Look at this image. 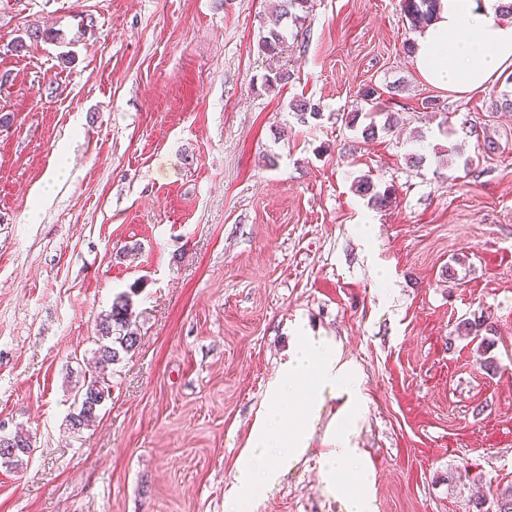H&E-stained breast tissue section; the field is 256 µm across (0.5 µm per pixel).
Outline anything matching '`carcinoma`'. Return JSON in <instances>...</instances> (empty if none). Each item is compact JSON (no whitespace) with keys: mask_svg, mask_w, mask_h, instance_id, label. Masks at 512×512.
<instances>
[{"mask_svg":"<svg viewBox=\"0 0 512 512\" xmlns=\"http://www.w3.org/2000/svg\"><path fill=\"white\" fill-rule=\"evenodd\" d=\"M310 0H278L276 16L290 18L296 22L301 19L300 13L309 9ZM404 11L413 27H421L431 22L440 6V0H403ZM286 35L274 22L265 35L258 41V51L266 56L274 57L284 51ZM298 112L300 121L305 123L307 118L317 119L322 116L320 107L304 100L292 104ZM356 191L369 197V202L375 207H385L392 202V192L386 188L378 191L374 183L367 177H361L357 182ZM130 294H119L112 302L110 311L101 315L97 324L98 347L93 352L96 371L91 373L89 380L77 392V412L71 414L72 428L80 430L94 421L98 416L100 406L106 397L110 396V384L105 377L109 365L120 358V353H129L138 343L136 333L129 330ZM32 452L30 438L22 433L0 434V465L16 468L22 464V457Z\"/></svg>","mask_w":512,"mask_h":512,"instance_id":"1","label":"carcinoma"}]
</instances>
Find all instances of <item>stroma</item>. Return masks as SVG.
I'll return each mask as SVG.
<instances>
[{
  "label": "stroma",
  "instance_id": "obj_1",
  "mask_svg": "<svg viewBox=\"0 0 512 512\" xmlns=\"http://www.w3.org/2000/svg\"><path fill=\"white\" fill-rule=\"evenodd\" d=\"M274 3L0 0V430L33 445L0 465V512H226L298 319L362 368L376 512H475L512 486V81L425 82L402 0H312L271 59ZM271 68L289 79L268 91ZM367 87L362 123L393 121L368 140L345 120ZM126 291L138 344L73 430ZM248 512H339L317 451ZM374 187V183L369 177L364 176L358 180L356 191L363 193L364 196H369V202L375 207H386L392 202L393 193L389 187H386L383 192L377 191Z\"/></svg>",
  "mask_w": 512,
  "mask_h": 512
}]
</instances>
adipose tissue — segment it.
<instances>
[{
  "label": "adipose tissue",
  "instance_id": "adipose-tissue-1",
  "mask_svg": "<svg viewBox=\"0 0 512 512\" xmlns=\"http://www.w3.org/2000/svg\"><path fill=\"white\" fill-rule=\"evenodd\" d=\"M498 2L441 0L417 37L415 65L425 81L468 93L512 73V20ZM367 412L359 366L341 341L297 327L236 460L228 500L239 505L273 488L318 441L323 493L340 512H375V474L359 441Z\"/></svg>",
  "mask_w": 512,
  "mask_h": 512
}]
</instances>
